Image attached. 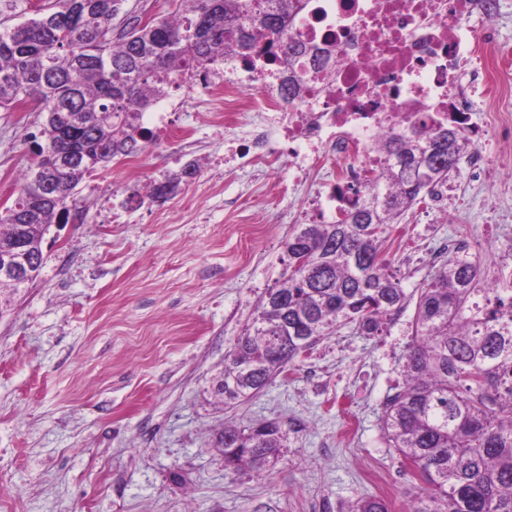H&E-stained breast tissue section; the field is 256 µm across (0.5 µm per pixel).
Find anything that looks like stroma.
<instances>
[{
	"label": "stroma",
	"mask_w": 512,
	"mask_h": 512,
	"mask_svg": "<svg viewBox=\"0 0 512 512\" xmlns=\"http://www.w3.org/2000/svg\"><path fill=\"white\" fill-rule=\"evenodd\" d=\"M135 157L76 189L68 223L51 225L37 280L0 315V512H347L381 495L406 512L417 492L389 452L384 403L401 379L412 311L379 336L339 328L256 396L225 402L213 377L285 269L282 243L312 187L284 193L283 173L225 164L245 128L218 126L207 88ZM37 109L0 110V207L16 200ZM195 164L165 201L131 194ZM448 209L412 208L387 257L407 293L426 284L448 240L481 259L500 287L512 244V182L467 171ZM276 421L279 460L225 469V426Z\"/></svg>",
	"instance_id": "1"
}]
</instances>
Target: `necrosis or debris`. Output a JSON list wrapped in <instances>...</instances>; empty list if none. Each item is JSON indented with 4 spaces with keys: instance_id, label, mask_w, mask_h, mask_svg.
Listing matches in <instances>:
<instances>
[{
    "instance_id": "4bbe7bcc",
    "label": "necrosis or debris",
    "mask_w": 512,
    "mask_h": 512,
    "mask_svg": "<svg viewBox=\"0 0 512 512\" xmlns=\"http://www.w3.org/2000/svg\"><path fill=\"white\" fill-rule=\"evenodd\" d=\"M499 11L500 0H303L292 34L317 50L296 65L304 94L289 95L270 78L264 58L227 57L206 81L222 104L212 121L245 115L249 141L236 148V159L287 171L284 189L326 175L301 214L306 224L340 220L353 190L385 167L381 140L412 127L457 128L473 142L471 175L495 165L512 176L511 157L495 162L486 152L492 140L512 144V115L480 127L468 108L484 76L469 61L475 51H494L489 32L471 29L470 21Z\"/></svg>"
}]
</instances>
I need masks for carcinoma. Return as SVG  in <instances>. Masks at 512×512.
<instances>
[{"label":"carcinoma","mask_w":512,"mask_h":512,"mask_svg":"<svg viewBox=\"0 0 512 512\" xmlns=\"http://www.w3.org/2000/svg\"><path fill=\"white\" fill-rule=\"evenodd\" d=\"M123 0H53L0 29V108L36 101L37 132L19 196L0 208V259L14 225H29L30 261L69 220L78 185L114 159L144 151V126L158 95L206 80L219 58L264 54L303 92L298 58L311 47L289 34L301 0H172L144 21L112 24ZM470 148L467 135L438 126L384 139L388 165L333 224H298L284 241L288 264L260 298L215 392L224 400L256 395L321 339L352 324L378 336L406 307L402 281L384 255L391 228L420 194L444 184ZM196 166L151 185L167 199ZM480 260L450 256L418 289L402 370L383 408L389 445L412 468L420 491L409 512H512V283L478 287ZM281 425L224 426V467L262 470L281 453ZM349 512H390L380 496Z\"/></svg>","instance_id":"cac0c4a2"}]
</instances>
